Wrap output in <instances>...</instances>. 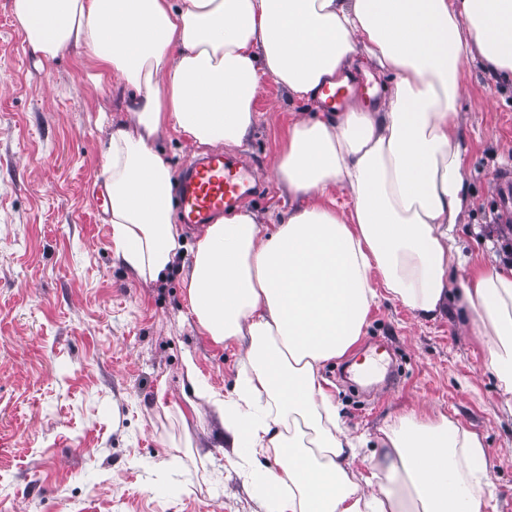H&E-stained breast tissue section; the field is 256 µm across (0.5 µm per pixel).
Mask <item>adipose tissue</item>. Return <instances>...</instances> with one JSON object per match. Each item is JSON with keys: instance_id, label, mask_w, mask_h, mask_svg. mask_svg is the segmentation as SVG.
I'll list each match as a JSON object with an SVG mask.
<instances>
[{"instance_id": "ef3b65f1", "label": "adipose tissue", "mask_w": 512, "mask_h": 512, "mask_svg": "<svg viewBox=\"0 0 512 512\" xmlns=\"http://www.w3.org/2000/svg\"><path fill=\"white\" fill-rule=\"evenodd\" d=\"M13 12L32 51L86 49L97 80L117 83L132 122L104 151L113 257L144 282L185 246L160 136L241 146L265 77L316 104L355 58L393 75L377 108L291 123L276 177L294 204L276 222L231 210L195 241L191 312L243 357L228 401L193 357L183 376L262 512H484L481 434L444 414L387 418L358 476L368 439L344 424L321 369L358 342L383 294L420 319L460 312L512 403V272L453 271L469 204L454 132L463 64L478 55L512 81V0H14ZM339 188L352 200L342 213L322 202Z\"/></svg>"}]
</instances>
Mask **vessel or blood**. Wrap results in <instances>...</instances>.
Segmentation results:
<instances>
[{
  "instance_id": "b4317fda",
  "label": "vessel or blood",
  "mask_w": 512,
  "mask_h": 512,
  "mask_svg": "<svg viewBox=\"0 0 512 512\" xmlns=\"http://www.w3.org/2000/svg\"><path fill=\"white\" fill-rule=\"evenodd\" d=\"M499 208L497 221L512 223V168H504L496 179ZM253 170L246 164L213 152L193 159L186 175L176 184L174 194L182 223L204 227L223 216L226 207L236 205L259 192Z\"/></svg>"
}]
</instances>
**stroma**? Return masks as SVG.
Here are the masks:
<instances>
[{"label":"stroma","mask_w":512,"mask_h":512,"mask_svg":"<svg viewBox=\"0 0 512 512\" xmlns=\"http://www.w3.org/2000/svg\"><path fill=\"white\" fill-rule=\"evenodd\" d=\"M0 0V512H256L224 454L208 405L179 411L185 356L231 395L238 345L198 329L187 289L186 235L157 281L131 276L112 256L109 198L100 176L111 127L131 115L85 50L34 53ZM456 116L470 205L455 233L469 265L512 268L499 249L512 229L495 220V174L512 166V84L468 59ZM260 114L242 147L270 184L249 202L262 215L292 204L275 165L304 103L263 79ZM346 426L375 436L389 417L446 414L478 431L492 464L485 512H512V412L487 369L484 344L453 312L421 320L401 303H375L353 353L322 369Z\"/></svg>","instance_id":"35a3bbf8"}]
</instances>
